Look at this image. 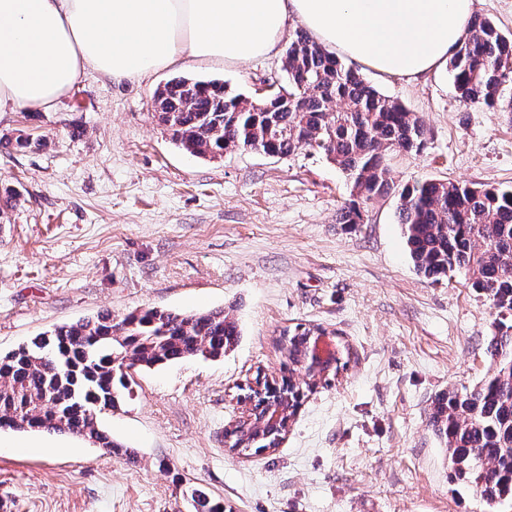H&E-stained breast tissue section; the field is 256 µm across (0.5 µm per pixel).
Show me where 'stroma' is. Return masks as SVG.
Segmentation results:
<instances>
[{"instance_id": "1", "label": "stroma", "mask_w": 512, "mask_h": 512, "mask_svg": "<svg viewBox=\"0 0 512 512\" xmlns=\"http://www.w3.org/2000/svg\"><path fill=\"white\" fill-rule=\"evenodd\" d=\"M286 45L218 67L194 62L137 81L88 72L49 112L0 115V353L108 312L223 310L241 331L224 357L137 371L133 395L100 414L121 448L0 431V512H512L455 480L428 425L436 395L473 387L499 320L466 273L415 268L397 195L339 223L349 179L319 151L236 149L210 159L172 140L155 92L186 76L261 99L285 78ZM360 73L424 124L420 153L387 156L402 186L425 179L512 187V108L467 105L447 69ZM37 140L18 151L17 136ZM336 332L348 366L308 393L281 445H225L238 397L280 376L275 340L297 324Z\"/></svg>"}]
</instances>
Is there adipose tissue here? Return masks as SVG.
Here are the masks:
<instances>
[{
    "label": "adipose tissue",
    "instance_id": "1",
    "mask_svg": "<svg viewBox=\"0 0 512 512\" xmlns=\"http://www.w3.org/2000/svg\"><path fill=\"white\" fill-rule=\"evenodd\" d=\"M474 0H0V113L52 108L88 71L134 81L187 61L269 56L297 20L394 76L447 64Z\"/></svg>",
    "mask_w": 512,
    "mask_h": 512
}]
</instances>
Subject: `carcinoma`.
Returning <instances> with one entry per match:
<instances>
[{
  "label": "carcinoma",
  "instance_id": "obj_1",
  "mask_svg": "<svg viewBox=\"0 0 512 512\" xmlns=\"http://www.w3.org/2000/svg\"><path fill=\"white\" fill-rule=\"evenodd\" d=\"M286 59L293 78L261 102L218 80L192 84L219 85L221 94L190 93L178 88L188 78L177 77L158 118L199 157L256 147L279 157L301 148L323 151L355 193L340 211V224H361L364 205L398 195V223L417 271L433 282L467 271L471 288L503 316L486 348L488 376L464 392L437 396L429 427L448 449L458 480L484 498L512 500V324L504 321L512 318V187L436 179L398 187L386 155L422 151L421 121L303 30ZM449 68L464 103L495 109L512 87V37L475 15ZM307 332L298 324L284 334L288 354L300 353ZM239 338L222 309L178 314L149 308L119 321L101 314L58 326L0 355V430L22 417L31 430L76 433L112 453L118 445L98 422L86 420L83 407L98 402L114 409L131 392L133 372L188 356L221 357ZM191 498L195 512H222L200 489H192Z\"/></svg>",
  "mask_w": 512,
  "mask_h": 512
}]
</instances>
